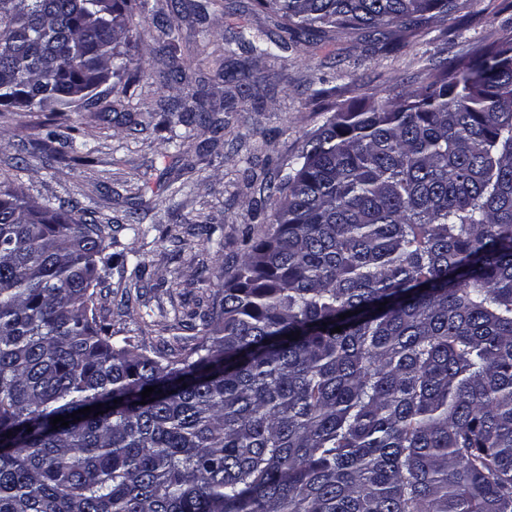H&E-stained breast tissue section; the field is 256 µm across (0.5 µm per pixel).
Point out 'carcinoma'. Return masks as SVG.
Wrapping results in <instances>:
<instances>
[{"mask_svg": "<svg viewBox=\"0 0 512 512\" xmlns=\"http://www.w3.org/2000/svg\"><path fill=\"white\" fill-rule=\"evenodd\" d=\"M254 2L384 46L459 7ZM132 10L0 0V106L94 105ZM268 198L195 343L151 352L97 321L110 225L0 181V512H512V35L334 112Z\"/></svg>", "mask_w": 512, "mask_h": 512, "instance_id": "cac0c4a2", "label": "carcinoma"}]
</instances>
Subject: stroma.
<instances>
[{"mask_svg": "<svg viewBox=\"0 0 512 512\" xmlns=\"http://www.w3.org/2000/svg\"><path fill=\"white\" fill-rule=\"evenodd\" d=\"M174 10L180 18L170 37L152 19ZM277 23L253 0H143L132 13L134 63L98 88L95 106L65 113L0 107V181L42 203L76 204L112 227L105 240L112 268L97 313L115 340L158 348L177 335L192 344L178 323L211 305L215 274L236 272L245 237L267 231L253 219L271 207L264 183L278 181L336 110L397 97L422 82L430 57L468 54L512 35V0H461L458 12L432 19L425 36L393 28L388 53L356 33L278 48ZM202 42L215 54L190 65L183 84L166 82L169 44L184 53ZM244 63L257 73L256 92L224 79ZM197 90L217 110L236 95L223 135L195 124L162 126L161 101ZM70 126L89 142L88 157L61 154L49 139V131ZM249 169L257 180H247ZM200 223L214 226L211 243L195 235ZM135 290L139 302L125 307L123 294Z\"/></svg>", "mask_w": 512, "mask_h": 512, "instance_id": "35a3bbf8", "label": "stroma"}]
</instances>
